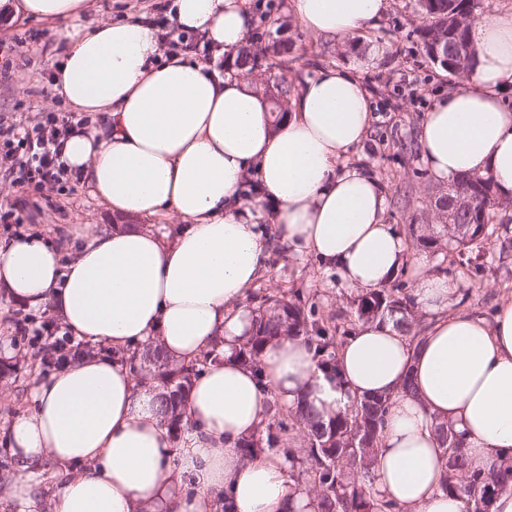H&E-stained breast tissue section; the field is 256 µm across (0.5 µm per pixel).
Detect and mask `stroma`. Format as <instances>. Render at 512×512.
<instances>
[{
    "label": "stroma",
    "mask_w": 512,
    "mask_h": 512,
    "mask_svg": "<svg viewBox=\"0 0 512 512\" xmlns=\"http://www.w3.org/2000/svg\"><path fill=\"white\" fill-rule=\"evenodd\" d=\"M159 0H94L86 14L89 22L119 19L147 20L161 34L174 32L171 11H157ZM251 32L266 35L265 14L284 24L279 39L286 46V62L281 74L300 83L317 69L333 66L347 70L368 90L373 115L372 130L353 158L369 167L388 193L386 221L400 232L416 226L418 234L432 236L434 248L408 246L407 271L402 282H410L411 270L422 266L424 273L438 274V266L448 253V230L438 208V200L448 192V182L438 179L424 165L419 125L436 99L448 91L463 88L464 80L448 74L426 56L418 31L427 20L418 0H389L381 21L349 37H323L307 34L290 11V0H252ZM59 24L25 17L0 23V122L17 128H32L50 113L63 115L69 105L53 93L50 78L58 64L65 40ZM70 191L60 194L46 186L34 191L22 189L0 173V206L14 208L21 225L0 223V245L19 233L40 231L57 245H65V231L73 224H114L111 212L93 195L89 186L66 179ZM479 263L485 272L455 269L449 280L455 285L453 309L485 315L499 299L512 296V249L501 251L499 242L482 248ZM254 295H293L301 293L334 314L337 324L350 328L354 322L349 304L355 291L347 287L335 271L310 256L289 253L280 242H273L264 261L263 272L251 289ZM30 317L60 327L50 310H33L0 297V339L9 338L14 350L11 362L15 373L0 377V425L25 410L28 389L35 371L31 356L35 347L16 329V321Z\"/></svg>",
    "instance_id": "1"
}]
</instances>
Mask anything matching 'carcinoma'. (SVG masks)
Segmentation results:
<instances>
[{
    "label": "carcinoma",
    "mask_w": 512,
    "mask_h": 512,
    "mask_svg": "<svg viewBox=\"0 0 512 512\" xmlns=\"http://www.w3.org/2000/svg\"><path fill=\"white\" fill-rule=\"evenodd\" d=\"M428 24L420 29L426 54L436 45L448 47L449 73L468 77L473 72L474 54L457 59L451 49L457 44H470L467 18L478 7V0H419ZM279 54L277 43L257 46L245 53L243 61L251 70L261 69L259 90L271 100L288 99L293 85L281 78L275 81L267 72L277 63L268 56ZM469 200L468 208L455 210L459 197ZM450 225L449 240L460 248L458 260L449 264H464L462 249L480 246L494 234V221L512 223V199L503 201L498 196L490 176H462L448 188L446 203ZM415 297L408 293L405 283L392 288L365 291L354 300L356 322L359 324L390 320L394 326L416 342L425 331L416 314ZM258 314L247 340L239 347L237 356L253 368L260 366L259 357L272 342L288 336L301 338L314 349L318 365L334 372L337 353L344 343L339 328L331 326L332 316L324 313L316 302L303 296L284 299L277 296H259ZM219 356L212 348L198 359L188 363H174L157 346L134 350L129 359L136 373L138 385L157 391L162 422L172 431L188 423L182 409L183 398L193 377L208 361ZM390 407V396L373 395L355 398L342 413L328 419L316 414L305 401L297 403L288 418H283L277 402L270 403V415L264 426L239 447L249 460L276 450L288 456L290 463L299 460L312 488L317 512H400V507L380 497L375 486L373 469L381 432ZM445 457L441 475V491L462 497L465 512H492L496 497L512 492V457L488 467H477L469 462L464 434L449 422H438L434 427ZM302 447L295 448L296 440Z\"/></svg>",
    "instance_id": "carcinoma-1"
}]
</instances>
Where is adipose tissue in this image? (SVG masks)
Returning a JSON list of instances; mask_svg holds the SVG:
<instances>
[{
  "mask_svg": "<svg viewBox=\"0 0 512 512\" xmlns=\"http://www.w3.org/2000/svg\"><path fill=\"white\" fill-rule=\"evenodd\" d=\"M86 0H0V18L70 20L65 57L52 74L56 94L90 125L72 129L61 159L129 226L77 224L69 258L40 234L0 245L7 299L51 308L88 353L34 375L28 408L0 427L16 474L13 512H217L219 494L235 512H313V496L292 488L283 457L246 459L236 442L264 422L271 398L307 401L319 415L356 396L391 394L377 450L376 486L404 512H464L444 494L438 420L465 434L476 466L512 454V298L493 313H449L447 277L419 275L414 294L431 319L419 343L392 323L359 326L328 376L300 338L266 347L259 370L235 353L249 335L244 300L258 279L269 237L258 225L273 212L275 235L297 256L316 258L348 286L388 285L406 247L385 220L386 191L350 156L369 132L363 84L335 68L303 80L289 112L274 119L236 57L252 24L248 0H174V21L200 34L213 60L163 53L158 30L142 21L79 24ZM388 0H291L306 30L344 37L377 25ZM476 51L465 88L426 112L423 161L439 179L491 176L512 197V13L470 28ZM172 210L188 225L172 240L139 225ZM223 354L195 378L189 427L172 442L155 391L137 388L120 352L160 345L168 358L199 357L214 341ZM111 346L108 354L97 353ZM411 382L413 394L402 392ZM60 477L47 490L40 474Z\"/></svg>",
  "mask_w": 512,
  "mask_h": 512,
  "instance_id": "1",
  "label": "adipose tissue"
}]
</instances>
